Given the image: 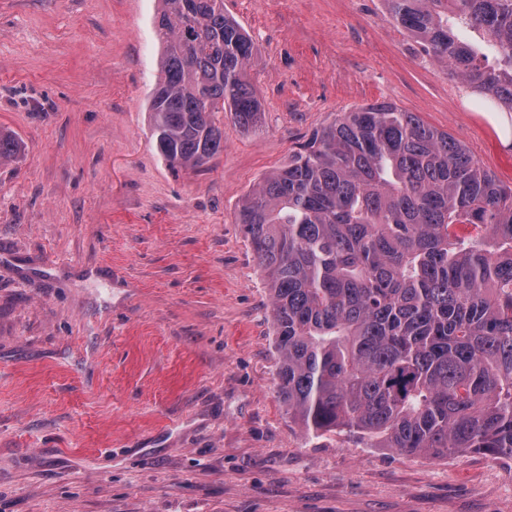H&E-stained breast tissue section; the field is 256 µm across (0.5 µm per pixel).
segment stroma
<instances>
[{"instance_id":"stroma-1","label":"stroma","mask_w":512,"mask_h":512,"mask_svg":"<svg viewBox=\"0 0 512 512\" xmlns=\"http://www.w3.org/2000/svg\"><path fill=\"white\" fill-rule=\"evenodd\" d=\"M157 0H0V512H512V457L308 434L278 390L242 197L392 103L507 185L512 149L383 0H224L263 105L201 172L152 140Z\"/></svg>"}]
</instances>
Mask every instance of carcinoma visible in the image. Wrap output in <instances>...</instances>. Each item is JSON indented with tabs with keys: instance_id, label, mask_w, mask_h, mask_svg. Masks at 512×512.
<instances>
[{
	"instance_id": "1",
	"label": "carcinoma",
	"mask_w": 512,
	"mask_h": 512,
	"mask_svg": "<svg viewBox=\"0 0 512 512\" xmlns=\"http://www.w3.org/2000/svg\"><path fill=\"white\" fill-rule=\"evenodd\" d=\"M152 136L171 168L262 106L224 0H158ZM481 104L512 112V0H386ZM18 140L0 131V162ZM272 301L278 387L311 435L415 455L512 456V187L448 133L375 103L315 131L236 214Z\"/></svg>"
}]
</instances>
